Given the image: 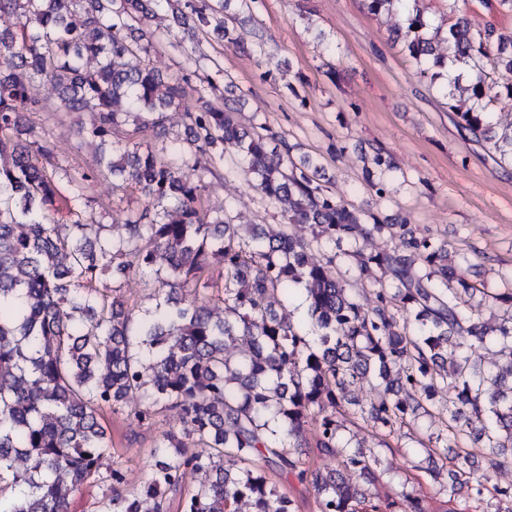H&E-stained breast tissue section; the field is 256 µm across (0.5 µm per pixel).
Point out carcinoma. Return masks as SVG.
<instances>
[{
	"label": "carcinoma",
	"instance_id": "obj_1",
	"mask_svg": "<svg viewBox=\"0 0 512 512\" xmlns=\"http://www.w3.org/2000/svg\"><path fill=\"white\" fill-rule=\"evenodd\" d=\"M423 2L364 6L398 12L397 37L420 77L460 129L512 164V123L497 133L489 120L495 105L512 103V31L472 29L460 11L469 0H448L434 27ZM255 4L0 0V16L17 20L0 29V512H70L94 483L109 491L101 512H168L176 494L178 512H242L246 502L250 512H297L271 472L312 485L318 512H430L414 487L379 493L378 449L392 448L421 414L441 419L428 436L444 448L430 473L447 475V502L483 500L490 474L512 466V314L494 326L467 313L477 293L512 311V289L449 274L446 242L348 205L318 159H294L288 140L263 124H238L239 100L226 96L233 82L217 60L202 70L189 55L192 66L167 80L133 63L171 35L157 23L162 11L234 46ZM41 79L60 104L33 92ZM180 109L188 135L172 148L149 142ZM28 112L89 115L82 134L99 148L94 164L76 174L59 166L31 140ZM226 154L235 166L223 171L213 159ZM392 169L379 148L363 166L379 194ZM239 171L285 223L237 224L230 208L207 204L208 184ZM101 177L139 200L117 233L77 204ZM290 224L310 238L289 234ZM392 237L405 251L370 248ZM315 245L327 249L319 262L309 258ZM342 264L378 285L370 308L336 277ZM131 274L148 278L152 306L121 294ZM298 295L306 307L296 317ZM489 344L502 362L485 368L475 354ZM365 380L380 398L346 411ZM134 395L145 399L137 423L174 412L183 429L161 435L148 479L128 490L121 467L100 471L112 451L102 420ZM356 419L370 434L352 452L342 434ZM309 437L334 466L303 456ZM471 446L484 460L480 477L464 467ZM226 458L237 471L224 469ZM189 471L207 480L186 492ZM492 498L491 512H512V485L494 486Z\"/></svg>",
	"mask_w": 512,
	"mask_h": 512
}]
</instances>
